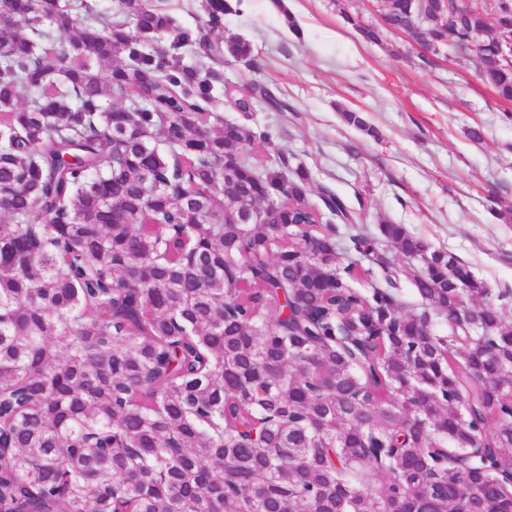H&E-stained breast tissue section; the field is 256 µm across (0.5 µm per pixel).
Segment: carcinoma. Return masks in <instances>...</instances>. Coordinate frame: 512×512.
Returning <instances> with one entry per match:
<instances>
[{
    "instance_id": "cac0c4a2",
    "label": "carcinoma",
    "mask_w": 512,
    "mask_h": 512,
    "mask_svg": "<svg viewBox=\"0 0 512 512\" xmlns=\"http://www.w3.org/2000/svg\"><path fill=\"white\" fill-rule=\"evenodd\" d=\"M241 4L0 0V512H512V293L402 224L339 248L359 214L213 111ZM421 14L512 102L485 11ZM152 4L172 15L179 24L195 28L201 20L199 0H151Z\"/></svg>"
}]
</instances>
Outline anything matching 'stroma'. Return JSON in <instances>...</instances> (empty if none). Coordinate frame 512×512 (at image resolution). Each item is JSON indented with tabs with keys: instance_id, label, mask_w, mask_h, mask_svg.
I'll use <instances>...</instances> for the list:
<instances>
[{
	"instance_id": "35a3bbf8",
	"label": "stroma",
	"mask_w": 512,
	"mask_h": 512,
	"mask_svg": "<svg viewBox=\"0 0 512 512\" xmlns=\"http://www.w3.org/2000/svg\"><path fill=\"white\" fill-rule=\"evenodd\" d=\"M244 0L224 17V36L253 48L251 60L224 59V81L240 92L268 91L252 111L217 105L225 122L265 131L266 161L284 152L309 175L311 202L323 190L361 208L362 228L404 225L430 248L454 253L497 290H512V215L489 209V195L512 206V102L501 100L474 61L390 33L364 42L344 23L373 20L369 0ZM364 112L370 137L340 109ZM477 127L480 142L466 131Z\"/></svg>"
}]
</instances>
